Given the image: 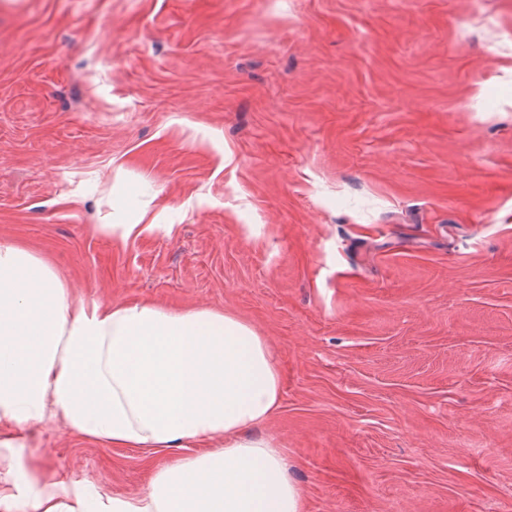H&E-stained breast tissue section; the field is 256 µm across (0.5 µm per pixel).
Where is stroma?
I'll use <instances>...</instances> for the list:
<instances>
[{"instance_id": "obj_1", "label": "stroma", "mask_w": 512, "mask_h": 512, "mask_svg": "<svg viewBox=\"0 0 512 512\" xmlns=\"http://www.w3.org/2000/svg\"><path fill=\"white\" fill-rule=\"evenodd\" d=\"M0 238L265 336L307 512H512V0H0ZM16 442L114 495L173 459ZM95 230L101 234L126 241L132 235L149 231L150 227L146 224H98L95 225Z\"/></svg>"}]
</instances>
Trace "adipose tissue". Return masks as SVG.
Returning <instances> with one entry per match:
<instances>
[{
  "mask_svg": "<svg viewBox=\"0 0 512 512\" xmlns=\"http://www.w3.org/2000/svg\"><path fill=\"white\" fill-rule=\"evenodd\" d=\"M282 383L266 337L206 308L74 299L54 267L0 240V461L57 418L83 437L178 449L142 493L113 496L44 465L0 485V512H306L264 425Z\"/></svg>",
  "mask_w": 512,
  "mask_h": 512,
  "instance_id": "obj_1",
  "label": "adipose tissue"
}]
</instances>
